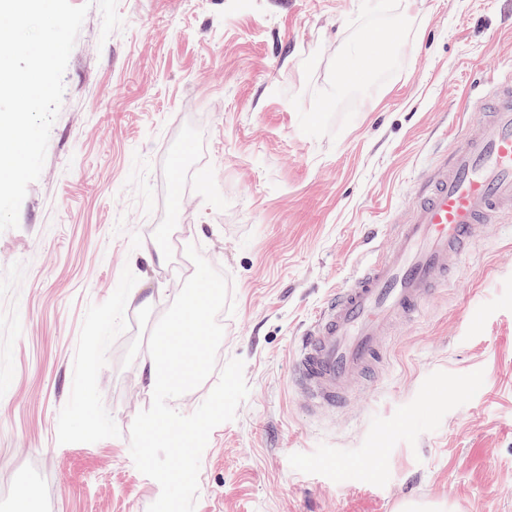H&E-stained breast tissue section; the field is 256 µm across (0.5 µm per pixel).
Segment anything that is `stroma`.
Segmentation results:
<instances>
[{
  "label": "stroma",
  "instance_id": "stroma-1",
  "mask_svg": "<svg viewBox=\"0 0 512 512\" xmlns=\"http://www.w3.org/2000/svg\"><path fill=\"white\" fill-rule=\"evenodd\" d=\"M118 13L104 40L89 10L42 174L0 233V512L22 487L31 512H147L159 497L129 433L191 244L235 303L216 364L242 359L249 387L210 434L195 512H512L499 225L392 330L386 369L345 413L306 412L289 383L302 327L389 247L458 103L512 70V0H119Z\"/></svg>",
  "mask_w": 512,
  "mask_h": 512
}]
</instances>
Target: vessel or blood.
<instances>
[{"instance_id": "1", "label": "vessel or blood", "mask_w": 512, "mask_h": 512, "mask_svg": "<svg viewBox=\"0 0 512 512\" xmlns=\"http://www.w3.org/2000/svg\"><path fill=\"white\" fill-rule=\"evenodd\" d=\"M446 154L424 174L389 250L357 271L303 330L291 378L307 411L345 409L385 367L392 329L447 285L484 224L512 216V74L486 76Z\"/></svg>"}]
</instances>
